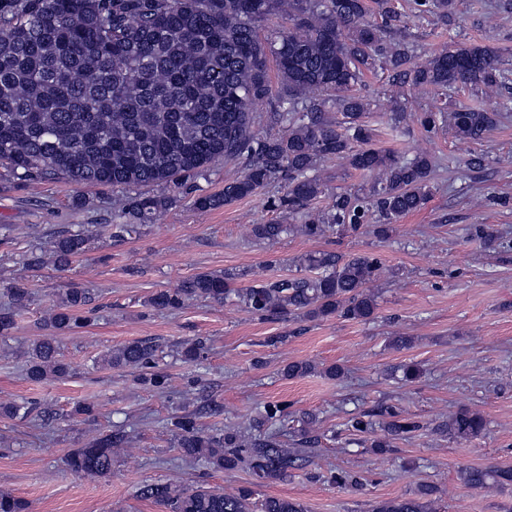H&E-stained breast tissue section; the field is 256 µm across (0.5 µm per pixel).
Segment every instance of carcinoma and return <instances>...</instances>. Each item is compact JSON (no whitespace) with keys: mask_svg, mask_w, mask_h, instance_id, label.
Returning a JSON list of instances; mask_svg holds the SVG:
<instances>
[{"mask_svg":"<svg viewBox=\"0 0 512 512\" xmlns=\"http://www.w3.org/2000/svg\"><path fill=\"white\" fill-rule=\"evenodd\" d=\"M382 24L369 20V0H0V167L18 180L61 178L122 190L149 184L181 188L207 175L212 163L246 161L242 176L224 182V193L199 195L193 206L217 209L257 194L278 182L286 185L267 207L285 212L294 224H255L252 236L276 242L283 236L320 239L328 233L358 231L376 214L377 235L425 208L431 198L432 156L407 158L371 147L368 118L373 100L355 92L364 71L380 68L413 88L443 95L458 86L484 93L506 87L509 72L497 54L475 44H455L418 63L396 41L401 16L388 0H375ZM283 13L290 26L269 42L259 23ZM273 57L279 87L267 73ZM273 103L261 116L253 106ZM500 118L498 112L465 108L422 113L431 132L448 126L457 139L480 144ZM337 159L372 178L369 194L340 192L328 207L312 202L324 193L317 165ZM167 196L129 193L109 230L131 235L172 205ZM82 231L57 232L51 258L59 268L86 252ZM383 273L381 260L362 253L344 257L316 251L301 257L291 277L255 281L234 288L248 270L199 273L148 299L156 310L179 309L202 297L234 303L263 320L336 317L366 322L374 317L377 295L369 290ZM87 289L73 286L45 318L47 334L27 352L25 375L34 382L60 380L70 373L60 354L59 334L92 321L81 309ZM159 345L132 341L112 349L102 362L139 371L137 381L165 385L157 371ZM202 340L182 343L188 362L205 358ZM200 411L175 415L171 424L183 458L217 471L246 467L265 480H280L304 460L316 439L301 434L288 448L268 423L284 408L269 404L247 437L235 429L209 433ZM344 426L379 453L420 429L418 422L391 407L357 412ZM485 420L460 408L436 427L458 443L478 437ZM128 443L124 432L108 430L67 454L66 464L87 478L112 474L114 456ZM467 486H512V468L471 467L460 471ZM436 488L422 485L416 496L377 501L372 512H435ZM164 512H306L295 499L267 497L256 503L242 487L218 492L154 483L142 489ZM0 512H31V503L0 492Z\"/></svg>","mask_w":512,"mask_h":512,"instance_id":"cac0c4a2","label":"carcinoma"}]
</instances>
